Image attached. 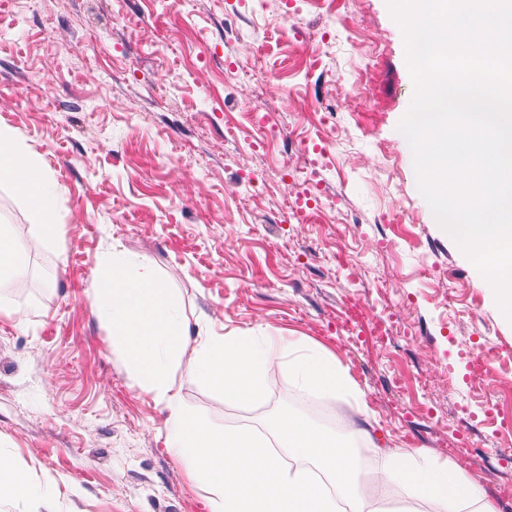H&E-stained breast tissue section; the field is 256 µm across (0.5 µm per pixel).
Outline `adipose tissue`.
I'll return each mask as SVG.
<instances>
[{
    "label": "adipose tissue",
    "mask_w": 512,
    "mask_h": 512,
    "mask_svg": "<svg viewBox=\"0 0 512 512\" xmlns=\"http://www.w3.org/2000/svg\"><path fill=\"white\" fill-rule=\"evenodd\" d=\"M0 181L11 183L40 218L39 238L55 247V194L40 157L27 155L17 135L0 127ZM93 305L112 324L123 359L138 384L169 411L167 439L188 460L193 485L211 489V512H376L358 490L359 468L352 440L366 434L370 412L348 369L323 346L303 338L227 334L190 346V329L175 297L145 263L120 252L104 260L91 290ZM287 367L297 386L345 404L349 435L328 433L312 419L288 413L268 433L202 425L180 404L174 366L204 380L225 402L262 398L269 369ZM378 497L395 494L436 505V512H497L462 468L440 467L417 448L381 450L374 471Z\"/></svg>",
    "instance_id": "adipose-tissue-1"
}]
</instances>
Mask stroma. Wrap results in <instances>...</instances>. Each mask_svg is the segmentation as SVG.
<instances>
[{
  "instance_id": "35a3bbf8",
  "label": "stroma",
  "mask_w": 512,
  "mask_h": 512,
  "mask_svg": "<svg viewBox=\"0 0 512 512\" xmlns=\"http://www.w3.org/2000/svg\"><path fill=\"white\" fill-rule=\"evenodd\" d=\"M282 2L0 0V127L61 190L48 249L0 182V225L27 253L0 281L17 310L0 314V453L53 512H209L167 446L168 410L91 302L115 246L155 267L191 330H271L334 353L369 407L368 452L462 466L512 512L499 454L512 449V325L418 190L398 129L414 95L402 29L386 0ZM318 149V201L297 220L285 199ZM174 380L216 431L310 412L284 367L264 401L234 406L183 369ZM455 433L468 456L449 454Z\"/></svg>"
}]
</instances>
